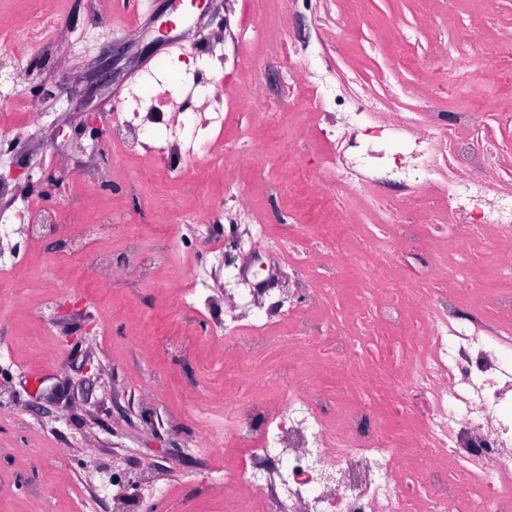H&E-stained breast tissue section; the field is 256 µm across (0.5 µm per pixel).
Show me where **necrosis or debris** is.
<instances>
[{"mask_svg": "<svg viewBox=\"0 0 512 512\" xmlns=\"http://www.w3.org/2000/svg\"><path fill=\"white\" fill-rule=\"evenodd\" d=\"M92 15L70 27L57 10L29 33L65 30L70 46L108 30ZM244 43L268 42L257 58L196 60L192 80L148 71L101 129L112 156L140 157L158 179L194 166L222 167L273 131L295 107L288 96L260 112L233 94L225 70L252 74L276 63L289 87L304 85L299 143L268 157L269 199L304 191L330 238L314 237L289 209L271 228L237 181L207 208L178 209L192 238L224 222L214 261L178 286L180 305L224 276V320L211 343L224 351V445L239 449L224 472L230 512H512V72L489 85L503 107L487 112L461 90L471 57L500 45L454 32L419 54L406 32L393 42L422 74L378 81L349 77L331 61L344 50L343 13L315 18L313 36L285 25L268 40L260 18L237 22ZM456 89L442 104L439 88ZM180 105L178 120L163 109ZM233 138H225L226 125ZM317 147L318 164L306 152ZM61 206L30 198L0 240L41 233ZM123 214L72 216L65 254H87ZM359 269L358 305L340 310L337 284Z\"/></svg>", "mask_w": 512, "mask_h": 512, "instance_id": "necrosis-or-debris-1", "label": "necrosis or debris"}]
</instances>
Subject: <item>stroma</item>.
I'll return each mask as SVG.
<instances>
[{"instance_id": "obj_1", "label": "stroma", "mask_w": 512, "mask_h": 512, "mask_svg": "<svg viewBox=\"0 0 512 512\" xmlns=\"http://www.w3.org/2000/svg\"><path fill=\"white\" fill-rule=\"evenodd\" d=\"M66 2L71 25H83L94 9L113 17V30L80 52L62 36L31 47L23 37L33 0H0V45L18 47L20 95L43 115L38 134L15 130L16 149L0 153V204L17 209L26 197L50 194L73 211L129 212L134 227L119 226L98 249L150 257L151 269L133 266L117 276L89 257H62L57 231L0 245L20 259L18 289L0 297V512H115L122 503L142 512L148 472L159 474L156 496L171 512H221L222 500L203 494L200 480L224 464L223 448L204 444L205 431L224 432L215 405L224 375L207 344L185 356L165 349L166 333L195 331L199 316L179 311L159 285L185 281L212 262L209 242L176 253L168 205L207 206L223 194L224 178L200 169L161 184L137 161L111 175L95 140L114 101L160 62L191 76L193 53L217 35L227 56H261V45L236 42L227 27L277 4L204 0L196 8L189 0H150L142 11L128 0ZM450 13L476 37L512 41V0H500L492 19L480 0H358L338 64L360 74L387 69L392 51L375 48L376 34ZM37 158L80 169L87 182L111 176L114 188L93 196L58 176L29 186L8 179L9 169Z\"/></svg>"}]
</instances>
